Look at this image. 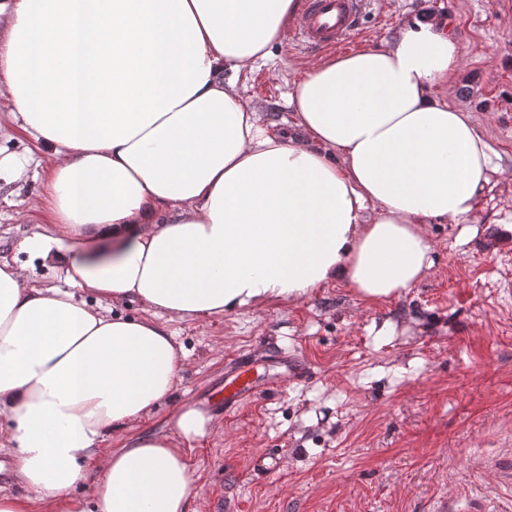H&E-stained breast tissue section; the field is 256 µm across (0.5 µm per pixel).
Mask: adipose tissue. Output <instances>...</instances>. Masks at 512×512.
<instances>
[{
  "mask_svg": "<svg viewBox=\"0 0 512 512\" xmlns=\"http://www.w3.org/2000/svg\"><path fill=\"white\" fill-rule=\"evenodd\" d=\"M299 0H0V95L49 166L33 257L69 287L0 265V417L26 495L0 512H192L183 445L211 417L176 407L182 359L161 316L295 302L342 284L382 303L426 278L428 224L473 216L491 148L449 103L462 55L448 16L303 65L290 134L261 124L236 77L269 59ZM133 298L147 314L108 316ZM120 432L106 456L99 446ZM91 496H73L87 475ZM35 271L27 269L25 272L27 282L36 288H62L68 289L67 265L63 261L49 262L43 265L34 262Z\"/></svg>",
  "mask_w": 512,
  "mask_h": 512,
  "instance_id": "ef3b65f1",
  "label": "adipose tissue"
}]
</instances>
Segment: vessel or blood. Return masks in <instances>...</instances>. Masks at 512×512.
I'll return each instance as SVG.
<instances>
[{
	"label": "vessel or blood",
	"instance_id": "1",
	"mask_svg": "<svg viewBox=\"0 0 512 512\" xmlns=\"http://www.w3.org/2000/svg\"><path fill=\"white\" fill-rule=\"evenodd\" d=\"M368 0H303V8L296 19L294 36L298 45L318 51L327 47H340L350 43L359 31ZM287 376L262 379L257 368L247 359L224 374V387L216 399L225 412L232 413L244 407L263 391L286 389ZM433 512H512V499L502 502L467 501L458 506L448 500Z\"/></svg>",
	"mask_w": 512,
	"mask_h": 512
}]
</instances>
